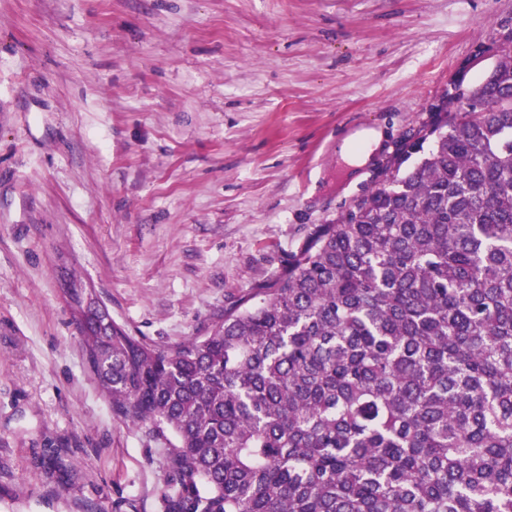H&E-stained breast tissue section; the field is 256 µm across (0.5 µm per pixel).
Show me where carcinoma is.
Masks as SVG:
<instances>
[{"label":"carcinoma","instance_id":"carcinoma-1","mask_svg":"<svg viewBox=\"0 0 512 512\" xmlns=\"http://www.w3.org/2000/svg\"><path fill=\"white\" fill-rule=\"evenodd\" d=\"M477 93L202 336L68 290L112 409L169 444V512H512V42Z\"/></svg>","mask_w":512,"mask_h":512}]
</instances>
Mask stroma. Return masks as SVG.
Wrapping results in <instances>:
<instances>
[{
  "mask_svg": "<svg viewBox=\"0 0 512 512\" xmlns=\"http://www.w3.org/2000/svg\"><path fill=\"white\" fill-rule=\"evenodd\" d=\"M512 0H0V512H166L64 286L205 333L377 187ZM386 139L358 181L336 143Z\"/></svg>",
  "mask_w": 512,
  "mask_h": 512,
  "instance_id": "1",
  "label": "stroma"
}]
</instances>
